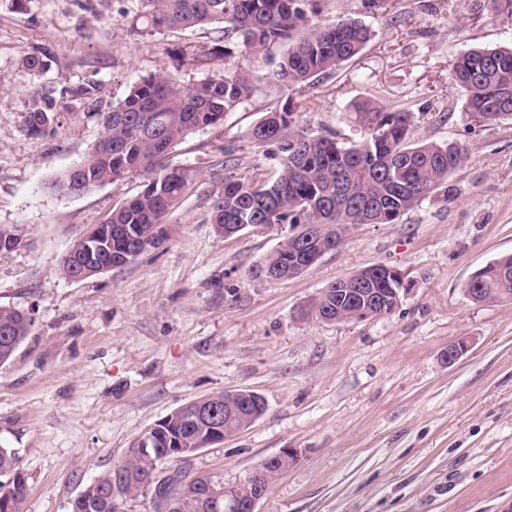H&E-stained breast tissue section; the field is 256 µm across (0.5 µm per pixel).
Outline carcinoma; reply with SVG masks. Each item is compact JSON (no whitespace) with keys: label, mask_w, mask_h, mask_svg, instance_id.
Here are the masks:
<instances>
[{"label":"carcinoma","mask_w":512,"mask_h":512,"mask_svg":"<svg viewBox=\"0 0 512 512\" xmlns=\"http://www.w3.org/2000/svg\"><path fill=\"white\" fill-rule=\"evenodd\" d=\"M324 0H131L125 11L135 34L157 30H194L223 25L222 40L197 51L214 61L226 59L233 50H268L285 45L270 78L284 89L305 86L336 70L357 56L370 40L362 23L342 19L313 24ZM495 17L512 23V0H488ZM51 62L50 50L39 48L24 59L25 68L44 73ZM449 78L465 93L466 110L480 123L512 122V48H475L463 51L449 63ZM255 83L246 72L224 74L197 84L180 85L169 75L154 74L133 85L125 98L106 112L98 113L102 132L84 160L52 183L63 196L122 180L134 173L145 177L142 191L112 211L105 223L112 236L98 241L96 254L105 261L102 274L136 258L132 249L141 241L157 249L164 236L158 225L194 189L195 174L172 166L168 157L189 134L220 124L224 114L252 97ZM89 109H96V84L71 90ZM289 104L266 113L250 131L251 142L266 148L280 160L281 171L271 180L252 177L224 178L221 191L209 196L208 221L224 237L249 227L295 224L299 231L284 238L261 261L251 265L247 277L288 279L308 267L306 251L321 245L340 247L336 225L393 224L438 192L453 199L450 176L467 160L456 143L413 141L409 131L415 113L399 106L385 107L372 98L356 102L352 123L357 140H339L336 132L314 134L295 124ZM50 113L41 106L27 112L25 130L43 134ZM21 243L17 229L0 225V251ZM90 240L81 235L62 262L64 275L79 272L74 257L86 255ZM372 287L381 293L402 287L398 273L376 279ZM479 288L489 302H512V255L498 259L464 284ZM351 291L342 279L322 292L315 310L318 318L336 317V306ZM32 319L12 308L0 307V367L8 364L30 334ZM238 403L219 392L188 402L139 437L124 461L87 482L70 503V512H127V504L149 497L153 512H161L148 486L158 470L175 474L174 490L195 494V507L182 512H218L207 505L199 480L187 487L182 482L194 474L191 461L181 460L174 448L209 447L221 441L227 424L238 425ZM147 451H142V448ZM17 449L0 445V512H21L27 495Z\"/></svg>","instance_id":"1"}]
</instances>
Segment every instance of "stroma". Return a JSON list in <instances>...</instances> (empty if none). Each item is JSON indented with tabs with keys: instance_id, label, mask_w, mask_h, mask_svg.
<instances>
[{
	"instance_id": "35a3bbf8",
	"label": "stroma",
	"mask_w": 512,
	"mask_h": 512,
	"mask_svg": "<svg viewBox=\"0 0 512 512\" xmlns=\"http://www.w3.org/2000/svg\"><path fill=\"white\" fill-rule=\"evenodd\" d=\"M125 0H0V225L21 244L0 251V306L31 316L30 335L0 367V442L16 448L27 481L22 512H69L94 476L122 462L133 441L176 407L249 389L267 404L249 429L201 450L195 471L233 485L268 457L294 461L259 512H512V302H476L463 286L512 254V123L481 124L448 77L474 47L512 46V25L486 0H325L317 20L356 19L372 31L359 55L313 84L270 80L281 47L194 62L186 46L221 38L193 32L130 36ZM51 48L60 65L34 76L28 53ZM249 73L255 94L220 126L190 134L170 160L198 168L197 189L168 216L161 248L94 278L67 279L74 239L136 196L134 174L77 197L50 183L81 162L102 128L64 88L103 86V107L151 73L191 85ZM416 114L412 140L467 151L434 195L392 224H351L344 244L297 277L247 278L291 225L219 236L207 220L219 172L264 176L278 162L248 138L270 108L291 102L298 126L354 139L352 104L367 96ZM50 107L44 135L25 116ZM233 148L226 161L225 148ZM386 264L410 284L389 316L326 322L312 306L332 282ZM469 349L455 364L449 342Z\"/></svg>"
}]
</instances>
